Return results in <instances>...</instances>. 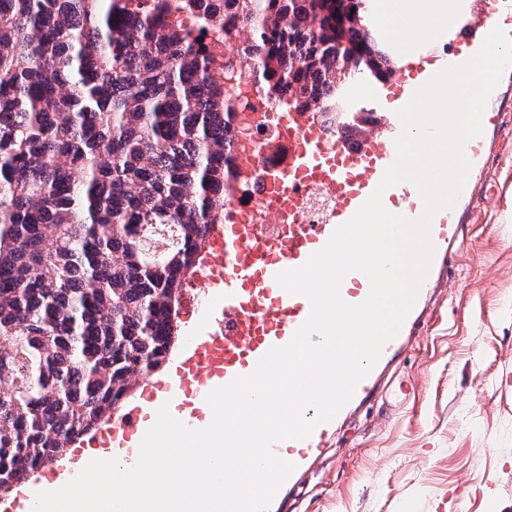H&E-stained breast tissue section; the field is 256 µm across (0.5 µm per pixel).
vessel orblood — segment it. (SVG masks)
I'll return each mask as SVG.
<instances>
[{
    "mask_svg": "<svg viewBox=\"0 0 512 512\" xmlns=\"http://www.w3.org/2000/svg\"><path fill=\"white\" fill-rule=\"evenodd\" d=\"M459 12L462 23L438 43L421 49L401 43L394 48L395 78L374 87V111L341 115L335 137H328L318 113L293 108L268 113L269 121L287 130V168L278 174L290 187L281 201L283 225L270 236L261 234L256 221L215 226L201 261L197 291L186 306L189 332L169 373L143 383L138 397L119 418L85 436L68 457L47 466L10 499L0 500V512H33L37 492L62 487L91 460L114 459L122 467H131L161 407H169L188 427L208 426L213 411L207 396L250 375L271 348L291 342L308 319L311 304L305 296L282 288L277 276L303 266L322 250L336 228L351 220L375 191L396 159L395 139L402 130L397 112L411 100L413 87L446 66L466 62L492 31L499 29L512 37V0H459ZM501 124V112L493 106L485 108L481 135L464 145L472 171H482L487 165L491 136ZM300 184L334 195L336 206L321 223H302L295 191ZM475 196L476 184L467 180L455 205L434 215L430 237L435 252L416 304L398 335L384 346L376 365L357 383L348 403L320 424L315 421L316 409L304 408L303 418L316 423L313 431L303 439L273 444V453L294 465L283 483L285 489H292L333 447L347 420L380 396L386 374L412 347L429 319L437 291L448 283L450 261L464 240V215L472 209ZM383 202L390 212L411 219L424 210L417 189L407 182L388 189ZM369 288L368 278L353 272L344 279L340 294L345 302L357 304Z\"/></svg>",
    "mask_w": 512,
    "mask_h": 512,
    "instance_id": "vessel-or-blood-1",
    "label": "vessel or blood"
}]
</instances>
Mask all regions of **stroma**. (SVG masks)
<instances>
[{"mask_svg":"<svg viewBox=\"0 0 512 512\" xmlns=\"http://www.w3.org/2000/svg\"><path fill=\"white\" fill-rule=\"evenodd\" d=\"M447 288L382 397L279 512H512V74Z\"/></svg>","mask_w":512,"mask_h":512,"instance_id":"35a3bbf8","label":"stroma"}]
</instances>
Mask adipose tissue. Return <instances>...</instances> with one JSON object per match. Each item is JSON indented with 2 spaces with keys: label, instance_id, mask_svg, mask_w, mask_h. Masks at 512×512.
I'll list each match as a JSON object with an SVG mask.
<instances>
[{
  "label": "adipose tissue",
  "instance_id": "adipose-tissue-1",
  "mask_svg": "<svg viewBox=\"0 0 512 512\" xmlns=\"http://www.w3.org/2000/svg\"><path fill=\"white\" fill-rule=\"evenodd\" d=\"M384 12L396 23L403 42H423L452 22L448 0H383Z\"/></svg>",
  "mask_w": 512,
  "mask_h": 512
}]
</instances>
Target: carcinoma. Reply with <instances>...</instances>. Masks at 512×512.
I'll return each mask as SVG.
<instances>
[{
	"mask_svg": "<svg viewBox=\"0 0 512 512\" xmlns=\"http://www.w3.org/2000/svg\"><path fill=\"white\" fill-rule=\"evenodd\" d=\"M260 90L352 111L387 81L366 0H219ZM168 0H0V490L112 420L170 357L185 282L224 223V125L204 37Z\"/></svg>",
	"mask_w": 512,
	"mask_h": 512,
	"instance_id": "cac0c4a2",
	"label": "carcinoma"
}]
</instances>
